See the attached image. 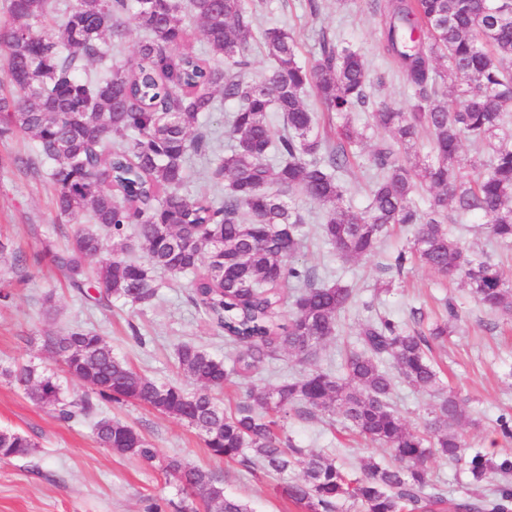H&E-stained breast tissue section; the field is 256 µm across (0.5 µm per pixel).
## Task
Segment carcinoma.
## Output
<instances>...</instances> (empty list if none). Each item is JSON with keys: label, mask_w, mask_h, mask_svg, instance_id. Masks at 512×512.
<instances>
[{"label": "carcinoma", "mask_w": 512, "mask_h": 512, "mask_svg": "<svg viewBox=\"0 0 512 512\" xmlns=\"http://www.w3.org/2000/svg\"><path fill=\"white\" fill-rule=\"evenodd\" d=\"M376 10L385 47L412 88L402 108L371 97L372 84H384V77L372 81L359 53L323 36L306 64L282 27L262 32L273 62L269 74L245 81L256 18L250 0H74L58 20L52 0H8L9 20L0 23V135H32L27 169L56 186L58 216L84 214L94 224L45 254L78 290L97 261L94 287L106 302L150 304L157 269L193 275L190 302L237 352L228 366L199 346L181 345L178 369L196 385L188 392L141 374L97 331L78 328L60 336L72 348L64 367L82 394L67 393L55 374L33 365L0 373L64 421L90 415L106 399L143 403L185 422L213 457L275 475L281 496L300 512H335L345 501L357 512H404L409 505L436 512L446 503L453 512H512V486L503 481L512 474V453L465 455L463 400L453 390L440 392L422 433L409 429L391 404L387 363L407 385L439 392L429 338L448 335L446 321L426 335L393 319H368L358 331L360 348L346 354L340 374L315 369L298 380L250 387L229 410L216 397L232 376L280 352L302 361L316 356L337 335V316L351 302L347 286L299 265L306 234L292 194L325 208L321 236L341 258H365L390 226L411 225L409 254H398L396 269L418 263L463 281L488 310L512 314V283L495 263L469 254L441 222L451 202L461 214L485 217L496 241L512 242V143L499 135L512 112V0H377ZM188 15L202 25L205 51L225 66L182 51ZM130 23L143 32L135 61L112 64L103 79L84 76V62L104 57L108 36L122 44ZM308 89L321 111L343 117L334 138L319 133ZM217 90L235 109L229 151L212 168L216 183L227 177L229 184L222 199L209 201L182 193V186L190 159L209 150L200 116L215 109ZM358 109L369 110L372 125L389 135L371 156L376 176L362 216L341 205L342 175L359 139L349 115ZM273 112L280 114L279 129ZM421 130L432 140L425 158L413 153ZM464 140L476 154L468 177L459 155ZM270 184L278 190L252 192ZM418 185L432 194L427 211L413 200ZM132 225L145 250L141 261L128 257ZM106 238L112 258L101 260ZM336 413L389 449L394 462L365 457L362 476L352 479L335 458L282 437L293 414ZM93 432L100 446L179 480L181 512H198L197 497L224 512H251L224 493L214 472L159 457L135 428L102 416ZM35 448L29 436L0 430V458H26ZM436 458L464 464L477 493L449 503L430 490L427 463Z\"/></svg>", "instance_id": "cac0c4a2"}]
</instances>
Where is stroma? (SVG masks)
I'll return each instance as SVG.
<instances>
[{
	"instance_id": "1",
	"label": "stroma",
	"mask_w": 512,
	"mask_h": 512,
	"mask_svg": "<svg viewBox=\"0 0 512 512\" xmlns=\"http://www.w3.org/2000/svg\"><path fill=\"white\" fill-rule=\"evenodd\" d=\"M374 0H318L310 11L307 0H264L256 16L257 29L278 25L288 29L299 44L301 61L316 52L319 36L358 51L371 77L386 76L384 86L371 89L374 99L405 106L408 88L404 76L392 65L380 37L381 16ZM351 123L359 133L357 158L343 179L348 191L345 206L356 214L367 209L369 158L383 140L370 127L368 113L355 112ZM35 142L24 134L0 136V289L13 298L0 303V365L32 364L56 374L67 392H80L62 365L45 348L46 336L84 327L106 336L112 351L138 372L158 382L186 384L178 367L180 345L194 344L219 357H230L232 348L223 331L188 300L190 280L158 275V296L147 307L113 302L104 308L70 288L44 255L46 246L61 247L84 218L58 221L55 191L44 178H35L21 167L33 157ZM305 217L307 240L302 264L316 268L326 279L351 288L352 300L338 316L339 333L310 362L287 353L267 360L259 370L236 377L219 399L234 406L240 393L251 386H271L297 379L309 369L338 370L345 348L356 346L361 324L377 316L411 322L420 312L423 325L447 319L445 339L431 343L430 354L440 368L443 386L458 393L465 405L462 432L467 454L494 455L511 447L497 420L512 417V316L484 308L461 282H451L423 266L396 270L395 258L412 239L407 226L395 227L370 256L343 260L319 235L323 209L297 198ZM445 225L471 254L498 264L512 281V246L492 239L482 218L449 211ZM40 255L39 263L16 265L15 253ZM455 303L458 316L448 319L446 305ZM433 395L396 383L392 404L412 429L422 428ZM99 414L133 426L148 438L159 456L177 455L193 466L219 473L227 495L243 499L254 512H298L275 491L276 482L263 472L248 474L237 465L210 455L195 429L150 407L135 402L102 401ZM0 429L31 437L37 452L26 459L0 460V512H147L160 503L164 512H180L183 494L174 479L158 467L100 447L90 421L58 420L49 409L35 405L6 376L0 375ZM286 433L298 447L335 457L346 472L359 474L361 458L389 461L387 449L345 431L340 416L317 419L291 417ZM436 487L450 499L469 497L474 487L464 464L438 459L430 465Z\"/></svg>"
}]
</instances>
